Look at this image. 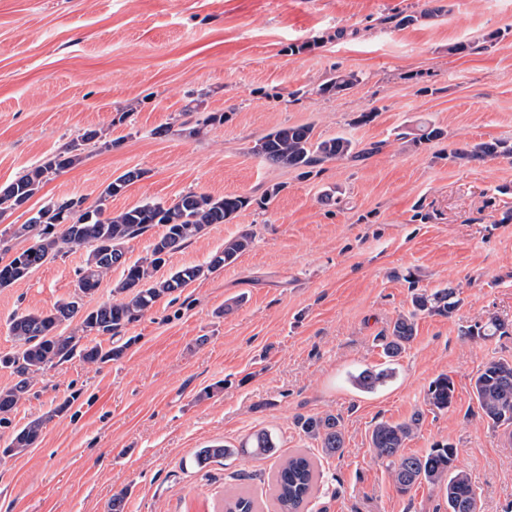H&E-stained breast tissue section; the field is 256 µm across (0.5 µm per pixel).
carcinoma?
<instances>
[{"label": "carcinoma", "mask_w": 512, "mask_h": 512, "mask_svg": "<svg viewBox=\"0 0 512 512\" xmlns=\"http://www.w3.org/2000/svg\"><path fill=\"white\" fill-rule=\"evenodd\" d=\"M443 11L435 0H425L423 8L408 14L397 22L409 26L421 19L431 18ZM359 83L355 72H338L322 84L320 95H339ZM96 132L88 131L81 141L72 140L53 153L41 164L28 169L9 184L0 187V206L14 211L24 207L51 179L83 159L81 143L88 142ZM382 144L357 148V144L343 136L328 139L314 138L313 129L307 125L279 128L260 138L253 153L273 164L302 170L342 158H363L381 151ZM500 156L512 157V144L502 141H482L466 144L453 151L456 159L484 161ZM143 175L140 170H129L117 176L103 191L95 204L85 206L86 199L73 196L41 207L35 215L19 225L12 237H30L31 246L16 252L5 245L0 253L9 255L0 261V288H8L24 279L29 272L55 258L65 249H88L85 265L79 271L72 296L57 303L48 312H27L15 315L9 322L11 335L22 344V350L13 356L0 359V365L12 369L16 382L0 390V421L14 410L31 388L33 380L44 370L74 355L89 364H104L119 358L123 347L108 350L99 345L78 348L79 338L60 330L63 323L81 317L80 329L84 333L118 335L127 325L138 321L162 297L170 296L207 272L229 265L252 244V236L242 233L224 241V248L215 252L206 265L184 266L165 280L154 279V271L165 262V257L177 251L186 242L200 236L210 225L223 224L243 208L241 196L226 195L214 198L207 194L189 192L166 205L145 202L134 205L112 216L106 213L110 198L119 195L128 185ZM154 224L164 227L161 235L149 246L148 256L133 263L126 262L125 244ZM115 266L123 267L122 279L114 293L121 298L103 303L97 308L82 312L83 298L94 294L104 276ZM461 300L452 287L438 289L430 294L416 293L412 299L413 310L397 318L389 335L383 337L384 355L393 360L399 357L413 340L415 318L421 312L450 317ZM466 336L483 340L508 332V324L498 317L484 323H475L462 329ZM389 377V370L364 369L351 377L353 386L360 392L371 393ZM473 394L482 415L495 427L512 428V361L494 360L478 372ZM454 383L441 375L433 380L426 393L427 403L445 410L452 406ZM49 418H37L18 429L0 453L16 456L35 447ZM419 415L400 423L387 421L375 425L370 442L376 457L392 466V479L402 495L414 486L427 484L443 498L448 512H477V497L469 474L459 465V449L451 443H437L424 455H405L402 449L419 424ZM303 434L320 443L322 452L334 456L344 446L341 418L328 413L321 416L301 417L297 421ZM278 451L270 434L260 432L247 444L230 448L214 444L201 448L195 454V464L206 466L209 462L231 456L268 458ZM315 481L312 462L304 455H293L284 460L276 471L274 498L279 512H301L308 500ZM254 499L246 494L225 498L224 512H251Z\"/></svg>", "instance_id": "cac0c4a2"}]
</instances>
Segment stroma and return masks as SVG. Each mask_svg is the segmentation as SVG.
Wrapping results in <instances>:
<instances>
[{
    "instance_id": "stroma-1",
    "label": "stroma",
    "mask_w": 512,
    "mask_h": 512,
    "mask_svg": "<svg viewBox=\"0 0 512 512\" xmlns=\"http://www.w3.org/2000/svg\"><path fill=\"white\" fill-rule=\"evenodd\" d=\"M421 2L0 0V186L97 133L80 164L0 219V234L51 201L95 203L139 169L112 213L190 191L247 200L168 255L155 279L254 236L235 262L120 335L81 338L124 346L119 359L74 357L38 376L0 423L1 448L47 419L37 447L0 455V512H107L121 491L125 512H224L241 491L276 512L275 472L296 453L317 474L304 512H445L428 485L399 494L370 446L378 422L417 412L405 454L452 443L478 512H512V434L484 419L473 394L486 362L512 361V333H461L493 315L512 322V158L451 156L467 143H512V0H441L439 16L396 27ZM339 71L360 83L318 94ZM291 125L383 149L305 178L252 151ZM424 125L445 138L417 143ZM86 257L68 252L0 289V356L20 349L12 315L68 298ZM447 285L458 311L418 315L414 340L388 362L380 339L413 293ZM388 365L394 375L375 392L353 388L351 374ZM441 374L455 387L446 410L425 401ZM324 413L341 416L345 435L331 457L296 425ZM260 431L275 437L276 456L195 467L198 449L237 448Z\"/></svg>"
}]
</instances>
